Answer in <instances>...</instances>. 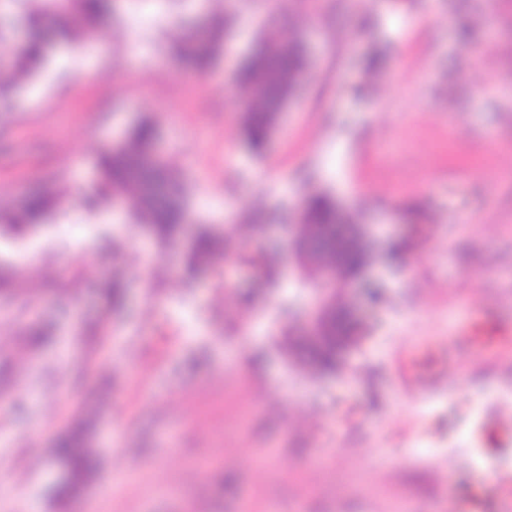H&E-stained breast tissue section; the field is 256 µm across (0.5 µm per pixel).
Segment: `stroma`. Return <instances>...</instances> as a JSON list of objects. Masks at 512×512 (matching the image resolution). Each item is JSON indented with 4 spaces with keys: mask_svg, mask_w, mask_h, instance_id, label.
I'll list each match as a JSON object with an SVG mask.
<instances>
[{
    "mask_svg": "<svg viewBox=\"0 0 512 512\" xmlns=\"http://www.w3.org/2000/svg\"><path fill=\"white\" fill-rule=\"evenodd\" d=\"M203 77L175 46L218 0H120L100 50L58 44L0 97V199L47 178L66 198L16 242L0 235V512H447L512 486V0H238ZM296 33L309 69L265 152L242 138L234 75L260 39ZM145 116L186 173L195 217L226 231L220 271L184 281L162 247L80 198L102 148ZM404 245L342 370L294 361L311 288L296 228L244 239L234 213H295L310 186ZM279 241L282 286L243 254ZM121 277L122 307L100 282ZM487 340L468 342L462 328ZM448 368L447 392L420 380ZM100 467L57 499V439L86 413Z\"/></svg>",
    "mask_w": 512,
    "mask_h": 512,
    "instance_id": "35a3bbf8",
    "label": "stroma"
}]
</instances>
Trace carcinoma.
<instances>
[{"label":"carcinoma","instance_id":"carcinoma-1","mask_svg":"<svg viewBox=\"0 0 512 512\" xmlns=\"http://www.w3.org/2000/svg\"><path fill=\"white\" fill-rule=\"evenodd\" d=\"M117 0H31V8L19 12V27L25 30L22 39L8 28L0 27V46L8 53V61L0 66V94L37 77L47 66L51 48L66 42L82 51L93 38L99 25L116 13ZM233 0H224V15L185 34L176 48L185 69L197 76L205 75L224 47L231 29ZM309 60L302 40L296 36L268 35L246 60L236 75L238 103L243 112V132L247 147L256 155L264 152L275 129L278 115L294 97L306 74ZM156 123L146 117L138 122L116 145L102 150L99 156L97 190L83 199L90 213L102 211L111 199L123 202L132 223L147 228L161 244L175 241L185 226L193 221L185 200L183 183L167 160L155 149ZM166 185L156 194L148 190L154 181ZM59 192L56 181L48 182L42 193L19 202L0 200V231L14 240L28 236L47 223L56 209ZM339 210L335 199L326 191L312 188L304 198L298 216L300 239L320 236L329 243L322 255V264L308 270V277L317 280L322 270L335 274L334 305L344 311L347 303L343 290L349 274L356 273L373 259L367 246L357 238L336 239L333 224ZM227 260L224 235L204 225L196 227L183 266L185 278L191 279L204 270H211ZM253 270L277 282V271L264 253L244 258ZM105 300L120 306L124 302V284L118 278L100 286ZM363 338V326L347 319L339 327L311 334V340L298 344L301 366L313 373L334 372L338 344H357ZM86 424L71 429L56 448V455L67 461L69 477L59 489V496L69 497L91 478L98 469L95 453L86 445Z\"/></svg>","mask_w":512,"mask_h":512}]
</instances>
